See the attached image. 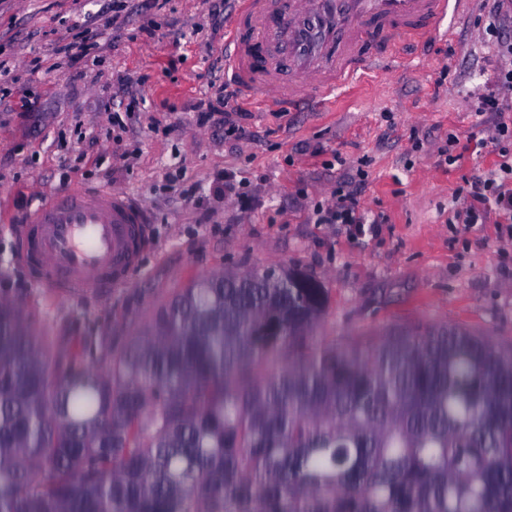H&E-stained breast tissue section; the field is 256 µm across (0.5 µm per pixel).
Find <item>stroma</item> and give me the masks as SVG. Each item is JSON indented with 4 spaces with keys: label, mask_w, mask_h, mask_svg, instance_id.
Returning a JSON list of instances; mask_svg holds the SVG:
<instances>
[{
    "label": "stroma",
    "mask_w": 512,
    "mask_h": 512,
    "mask_svg": "<svg viewBox=\"0 0 512 512\" xmlns=\"http://www.w3.org/2000/svg\"><path fill=\"white\" fill-rule=\"evenodd\" d=\"M493 5L474 0L449 38L412 43L319 110L279 112L238 91L237 139L197 122L198 104L224 85L233 0H126L117 31L112 0H0V295L50 341L76 349L108 336L117 352L199 277L290 266L327 290L317 344L447 325L512 349V239L495 212L469 228L455 221L473 178L501 162L497 114L472 110L492 74ZM147 17L150 35L139 30ZM82 32L98 46L73 66L58 48ZM27 98L41 106L28 125L16 116ZM132 98L138 111L126 109ZM227 173L254 195L251 210L215 199ZM340 182L377 233L313 223V206L331 204ZM82 186L133 194L152 238L109 293L62 299L19 263V226L39 201Z\"/></svg>",
    "instance_id": "1"
}]
</instances>
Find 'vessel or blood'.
Masks as SVG:
<instances>
[{"instance_id": "obj_1", "label": "vessel or blood", "mask_w": 512, "mask_h": 512, "mask_svg": "<svg viewBox=\"0 0 512 512\" xmlns=\"http://www.w3.org/2000/svg\"><path fill=\"white\" fill-rule=\"evenodd\" d=\"M470 0H236L224 72L281 112L316 106L392 61L403 42L448 34ZM20 260L62 295L107 292L149 241L143 203L111 189L61 192L19 232Z\"/></svg>"}]
</instances>
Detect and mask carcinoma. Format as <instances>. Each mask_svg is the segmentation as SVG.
<instances>
[{"mask_svg":"<svg viewBox=\"0 0 512 512\" xmlns=\"http://www.w3.org/2000/svg\"><path fill=\"white\" fill-rule=\"evenodd\" d=\"M291 269L201 278L119 354L0 297V512H512V350L457 327L313 341Z\"/></svg>","mask_w":512,"mask_h":512,"instance_id":"obj_1","label":"carcinoma"}]
</instances>
